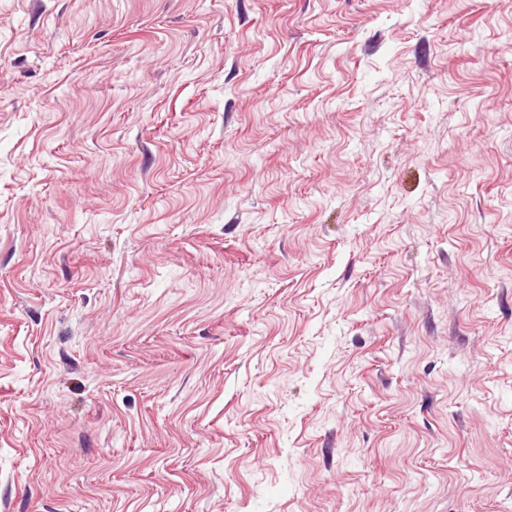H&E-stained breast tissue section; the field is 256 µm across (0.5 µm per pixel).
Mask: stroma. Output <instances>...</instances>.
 Wrapping results in <instances>:
<instances>
[{
    "mask_svg": "<svg viewBox=\"0 0 512 512\" xmlns=\"http://www.w3.org/2000/svg\"><path fill=\"white\" fill-rule=\"evenodd\" d=\"M512 0H0V512H512Z\"/></svg>",
    "mask_w": 512,
    "mask_h": 512,
    "instance_id": "stroma-1",
    "label": "stroma"
}]
</instances>
